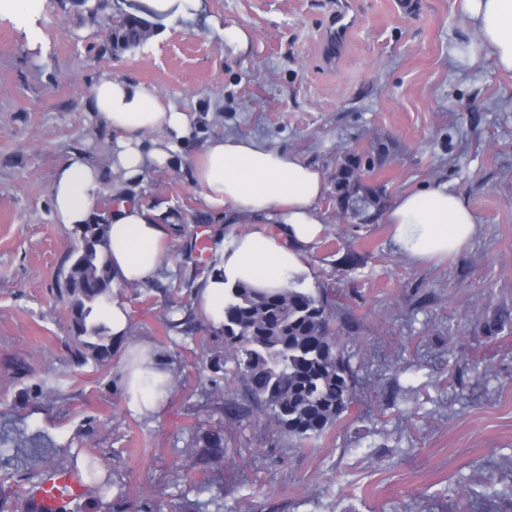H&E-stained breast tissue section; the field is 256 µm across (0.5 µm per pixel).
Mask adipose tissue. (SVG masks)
Wrapping results in <instances>:
<instances>
[{
  "instance_id": "adipose-tissue-1",
  "label": "adipose tissue",
  "mask_w": 512,
  "mask_h": 512,
  "mask_svg": "<svg viewBox=\"0 0 512 512\" xmlns=\"http://www.w3.org/2000/svg\"><path fill=\"white\" fill-rule=\"evenodd\" d=\"M461 3L481 47L497 68L512 71V0ZM93 101L99 121L112 131L109 166L100 168L84 153L70 152L52 181L53 216L73 227L108 218L105 255L114 295L100 316L121 351L118 382L124 401L130 411L147 414L168 394L171 373L151 343L128 344L129 311L119 291L156 276L169 256L171 229L162 213L130 200L128 190L149 169L181 166V146L193 119L162 102L154 89L120 78L97 83ZM190 167L205 211L251 227L223 248L219 264L196 294L198 310L218 331L230 286L244 282L258 290L286 288L307 272V248L325 230L319 204L327 181L297 154L251 137L213 135ZM108 171L114 176V206L107 212L101 185ZM385 221L398 251L416 263L459 253L476 231L470 208L438 181L397 196Z\"/></svg>"
}]
</instances>
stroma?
<instances>
[{
    "mask_svg": "<svg viewBox=\"0 0 512 512\" xmlns=\"http://www.w3.org/2000/svg\"><path fill=\"white\" fill-rule=\"evenodd\" d=\"M332 2L194 0L153 21L140 47L102 58L96 45L132 0L94 20L69 0H0V435L43 436L59 468L84 469L94 451L112 487L85 495L87 512H512V73L484 55L457 0H415L409 16L398 0H352L360 27L327 69ZM228 28L246 33L245 48L225 43ZM109 78L150 85L194 116L184 156L215 134L249 136L323 172L327 226L302 286L328 291L356 376L324 436L296 445L205 396L218 381L225 400L248 402L210 367L221 343L194 292L249 227L203 211L186 168L132 187L176 230L158 277L122 291L137 340L168 364L167 396L135 415L117 362L71 364L52 290L80 233L56 223L50 190L71 151L107 166L112 133L92 93ZM348 154L384 207L447 183L476 217L470 243L414 263L384 221L340 222ZM172 307L186 331L166 329ZM207 430L224 434L221 483L189 450Z\"/></svg>",
    "mask_w": 512,
    "mask_h": 512,
    "instance_id": "1",
    "label": "stroma"
}]
</instances>
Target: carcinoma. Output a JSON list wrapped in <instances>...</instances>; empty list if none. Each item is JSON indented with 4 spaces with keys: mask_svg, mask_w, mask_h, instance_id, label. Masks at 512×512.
<instances>
[{
    "mask_svg": "<svg viewBox=\"0 0 512 512\" xmlns=\"http://www.w3.org/2000/svg\"><path fill=\"white\" fill-rule=\"evenodd\" d=\"M144 18L120 16L99 44L110 57L140 46L150 35ZM358 167L347 163L336 173V201L356 193ZM105 224L83 225L81 245L72 251L56 299L70 332L72 360L104 365L112 358V334L95 309L112 299V274L104 255ZM224 350L211 361L224 380H239L279 435L302 446L322 437L348 409L355 394L351 357L336 325V309L327 293L304 288L256 291L245 284L228 290L224 301ZM231 368H226V365ZM199 459L213 463L224 456V435L208 432Z\"/></svg>",
    "mask_w": 512,
    "mask_h": 512,
    "instance_id": "cac0c4a2",
    "label": "carcinoma"
}]
</instances>
